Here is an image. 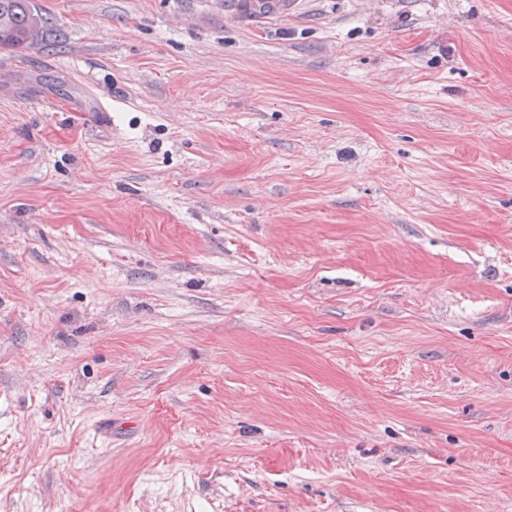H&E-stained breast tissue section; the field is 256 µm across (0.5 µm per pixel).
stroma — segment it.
Here are the masks:
<instances>
[{
	"mask_svg": "<svg viewBox=\"0 0 512 512\" xmlns=\"http://www.w3.org/2000/svg\"><path fill=\"white\" fill-rule=\"evenodd\" d=\"M237 2L0 49V512H512V0ZM249 10L258 14L288 12L291 14L295 11L298 0H248ZM264 6H268L263 8Z\"/></svg>",
	"mask_w": 512,
	"mask_h": 512,
	"instance_id": "obj_1",
	"label": "stroma"
}]
</instances>
